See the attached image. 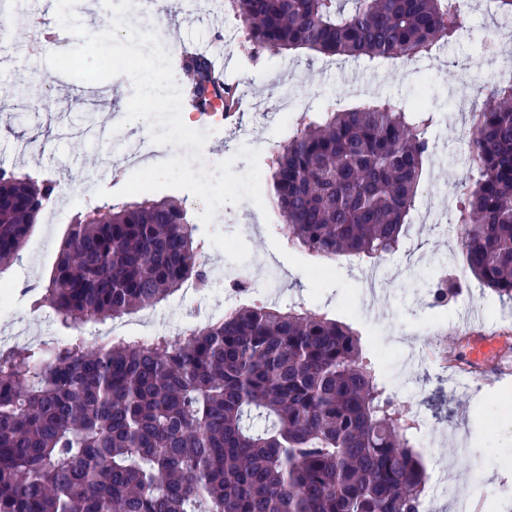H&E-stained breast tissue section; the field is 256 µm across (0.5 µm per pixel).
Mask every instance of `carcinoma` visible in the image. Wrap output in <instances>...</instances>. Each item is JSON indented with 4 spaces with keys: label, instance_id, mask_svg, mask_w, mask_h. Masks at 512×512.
<instances>
[{
    "label": "carcinoma",
    "instance_id": "carcinoma-1",
    "mask_svg": "<svg viewBox=\"0 0 512 512\" xmlns=\"http://www.w3.org/2000/svg\"><path fill=\"white\" fill-rule=\"evenodd\" d=\"M259 52L409 62L466 22L458 0H230ZM213 83L208 56L186 63ZM433 117L381 99L328 105L274 149L288 241L326 260L395 251L423 188ZM458 208L467 270L512 302V78L473 112ZM59 185L0 168V271ZM173 197L96 206L69 225L33 305L61 344L0 350V512H419L411 426L346 323L239 306L176 343L83 327L157 306L203 272Z\"/></svg>",
    "mask_w": 512,
    "mask_h": 512
}]
</instances>
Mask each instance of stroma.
<instances>
[{
	"label": "stroma",
	"mask_w": 512,
	"mask_h": 512,
	"mask_svg": "<svg viewBox=\"0 0 512 512\" xmlns=\"http://www.w3.org/2000/svg\"><path fill=\"white\" fill-rule=\"evenodd\" d=\"M179 0H166L168 11L163 23L165 35L178 51L172 59L176 84L182 97V114L197 125L208 116L195 100L184 71L186 51L192 50L201 33L214 27L213 16H187L178 8ZM512 28V16L490 8L486 0H474L465 27L432 57L412 64L380 58L364 60L327 58L306 49L278 54L253 53L236 47L226 53L224 80L236 84L247 102H274L281 93L318 111L330 102L352 107L375 96L404 107L418 104L437 115L431 131L433 149L424 165V190L406 218L401 252L382 261L385 287L373 306H366L361 275L342 268L317 275L322 258L294 248L281 228L275 209L260 211L254 203L222 204L215 216L214 230L241 234L249 248L248 274L258 281H272L276 303L285 306L304 303L310 310L352 325L362 337L365 353L378 359L372 339L388 346L402 343L405 351L420 350L424 336L434 330L450 332L463 316H481L487 327L512 328L493 292L484 289L467 272L458 240L442 231L449 208L458 206L459 186L468 182V113L475 86L494 82L512 61L500 49H485L498 29ZM459 66L458 76L444 79L449 66ZM41 92L28 90L22 77L11 68L0 71V166L16 168L40 180L65 176L98 182L110 191L122 188L131 168L121 177L96 180L95 173L104 160H112L111 143L92 139L93 131L103 128V116L125 114L134 90L129 76L119 75L103 82L106 95L101 102L90 100L87 92L76 91V79L62 75L38 58L34 63ZM295 119L276 115L268 125L255 123L252 110H244L222 132L208 136L207 151L215 159H233V170L245 172L247 163L237 153L243 143L242 128L251 130V146L259 150L261 171H268L271 158L268 143L288 138L295 130ZM61 216L55 221L39 217L21 256L1 278L45 282L55 264L59 246L76 215L77 206L57 198ZM212 279L200 301L177 291L157 305L151 327L153 335L178 341L177 329L193 319L200 308L220 314L224 311L225 269L231 261L216 246L206 250ZM444 277L455 290L443 306H433L427 288L431 279ZM11 314L0 313V338H13L16 344H37L62 331L50 309L33 310L28 295L8 294ZM459 374L443 367L438 356H425L424 362L407 380L408 397L403 407L409 410L416 433L436 427L440 434L420 448L430 480L447 478L457 470L462 481L453 482V494L427 499L421 512H460L465 498L476 487L488 488L482 506L473 512H512V459L503 450L512 446V429L504 422L512 419V407L500 405L502 396L512 395V382L485 383L470 380L468 389H455ZM456 453H449V446Z\"/></svg>",
	"instance_id": "obj_1"
}]
</instances>
